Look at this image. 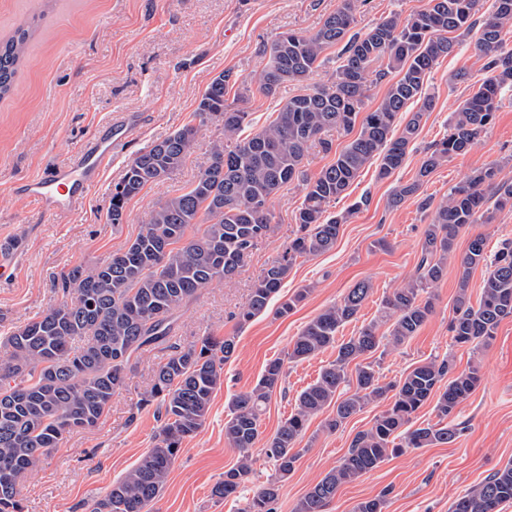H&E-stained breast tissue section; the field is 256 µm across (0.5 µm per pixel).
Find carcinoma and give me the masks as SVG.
Instances as JSON below:
<instances>
[{"label": "carcinoma", "instance_id": "1", "mask_svg": "<svg viewBox=\"0 0 512 512\" xmlns=\"http://www.w3.org/2000/svg\"><path fill=\"white\" fill-rule=\"evenodd\" d=\"M364 0H343L311 35L286 32L264 50L267 61L258 91L275 95L286 83H303L321 67L323 54L342 45L334 81L288 98L272 123L246 139H238L249 113L225 103L229 75L213 76L195 109L200 125H185L140 150L112 186L111 224L126 220L127 204L145 188L178 170L197 143L200 126L211 119L223 124L224 140L210 146L211 162L184 192L159 203L142 231L127 246L91 271L74 267L57 281L60 298L42 315L0 339V512H23L19 481L35 469L77 428L95 426L126 385L131 359L141 351L169 342L174 312L214 283L231 279L259 240L272 230L269 204L285 185L303 178V161L312 145L331 150L329 136H349L334 160L305 179L295 215L297 234L282 256L268 264L238 313L246 323L267 311L297 259L315 256L336 245L341 219L327 215L359 174L378 164L388 177L405 161L423 118L433 109L425 92L427 77L455 45V34L480 28L478 49L487 57V76L454 113L448 134L424 156L415 179L395 188L392 203L418 195L424 178L448 158L469 152L493 123L503 95L512 91V48L502 30L512 25V0H493L492 10L477 19L480 0H429L428 7L406 17L393 13L364 32L355 30ZM32 26H19L0 41V98L13 87L27 50ZM379 75H394L379 105L362 111L373 64ZM417 110L401 132L396 121L408 105ZM235 141L231 149L224 141ZM499 170L486 167L452 188L436 208L420 243L414 277L385 296L382 322L361 326L349 338L340 329L358 319L372 293L367 280L356 282L343 297L308 322L289 345L287 358L269 360L248 391L231 402L224 437L242 453L240 463L224 472L212 494L228 498L251 473L252 450L260 435L261 416L281 389L285 362L308 360L325 349L336 357L317 380L297 397L296 408L282 422L262 452L275 476L252 496L246 512H273L279 482L295 469L297 441L310 419L325 408L334 415L326 427L335 430L375 400L390 398L372 426L358 432L341 463L326 473L297 503L296 512H327L339 488L377 468L408 448L448 444L463 428L451 422L411 427L418 411L435 402L442 420L454 417L459 405L480 385L481 372L457 370L447 358L419 364L399 380L383 385L373 363L380 348L397 347L416 335L434 308L428 289L448 270V255L467 224L486 215L485 188L495 205L512 207V182L498 180ZM464 270L485 267L481 296L471 303L468 276L462 274L449 331L460 346L488 343L502 320L512 317V239L494 255L486 240H470L461 258ZM236 351L232 338L202 335L186 348L177 347L160 363L153 385L131 412L158 401L161 426L157 443L136 466L96 499L90 512H147L168 479L182 442L206 423L213 397L224 380V364ZM354 375H349V368ZM355 382L353 394L340 387ZM512 504V464L497 470L454 501L451 512H503Z\"/></svg>", "mask_w": 512, "mask_h": 512}]
</instances>
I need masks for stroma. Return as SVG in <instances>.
<instances>
[{
  "label": "stroma",
  "mask_w": 512,
  "mask_h": 512,
  "mask_svg": "<svg viewBox=\"0 0 512 512\" xmlns=\"http://www.w3.org/2000/svg\"><path fill=\"white\" fill-rule=\"evenodd\" d=\"M341 0H0V39L27 22L35 32L11 93L0 99V244L9 243L14 267L0 281V336L37 316L57 301L55 282L73 267L93 268L139 233L149 211L185 191L210 163L209 144L223 139V126H203L186 163L162 182L147 187L127 206L124 224H110L112 186L144 147L193 119L210 79L230 72L228 102L248 112L243 129L250 136L267 127L284 102L309 84H331L339 47L327 50V63L310 82L288 84L272 96L257 90L266 62L264 50L280 33L309 35ZM479 31L461 37L442 57L425 84L434 108L424 117L413 150L388 178L377 167L363 170L334 202L331 214L345 222L333 249L294 263L281 291L288 298L300 289L308 295L283 317L267 312L246 324L237 314L261 271L275 260L297 232L295 212L303 194L299 184L280 189L271 203L270 235L260 240L230 280L202 289L178 313L174 341L186 345L203 334L234 337L237 348L224 366L201 430L185 439L161 497L151 512H244L246 502L273 472L260 452L252 454V476L236 496L219 499L212 489L241 454L224 439L231 400L249 390L269 359L282 357L294 336L323 309L339 301L360 280L373 293L358 319L342 336L379 319L382 301L413 275L423 231L439 202L473 171L495 164L499 177L512 181V92L503 97L494 124L466 155L438 167L417 196L392 204L396 186L410 182L425 148L441 139L456 110L485 76L486 59L476 46ZM467 81H455L458 71ZM123 130L97 185L71 213H42L16 191L18 183L66 163L89 138L109 126ZM367 205L353 210V203ZM484 236L487 251L512 239V211L494 212L487 224H471L459 233L448 258V272L435 286L434 310L415 336L388 348L373 363L381 383L399 380L421 362L450 358L457 369L476 364L482 381L457 409L466 424L452 443L412 448L387 458L375 470L340 487L328 512H354L356 505L386 493L383 512H450L453 501L512 462V318L504 319L489 345L456 346L448 330L461 275L479 300L484 267L463 270L461 258L474 236ZM170 350L161 346L133 363L126 386L90 429L66 436L60 448L29 472L20 485L24 512H85L84 502L103 495L113 481L134 467L155 444L161 420L154 406L135 411L152 386L159 363ZM334 350L286 366L285 389L269 401L261 417V436H272L294 410L298 395L314 383ZM387 406L369 403L343 426L328 430V412L315 415L299 444L301 455L283 481L276 512H294L303 495L340 464L352 439L368 429Z\"/></svg>",
  "instance_id": "stroma-1"
}]
</instances>
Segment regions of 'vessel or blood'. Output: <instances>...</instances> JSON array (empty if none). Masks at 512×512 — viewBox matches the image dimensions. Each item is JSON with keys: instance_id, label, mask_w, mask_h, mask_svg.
I'll list each match as a JSON object with an SVG mask.
<instances>
[{"instance_id": "b4317fda", "label": "vessel or blood", "mask_w": 512, "mask_h": 512, "mask_svg": "<svg viewBox=\"0 0 512 512\" xmlns=\"http://www.w3.org/2000/svg\"><path fill=\"white\" fill-rule=\"evenodd\" d=\"M116 143L100 135L85 143L66 164L18 184V192L44 212L63 215L74 211L97 184Z\"/></svg>"}]
</instances>
